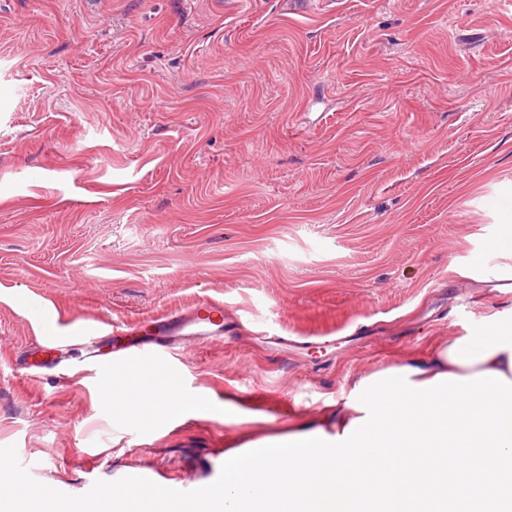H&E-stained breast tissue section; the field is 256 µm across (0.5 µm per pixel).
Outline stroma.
<instances>
[{
  "instance_id": "obj_1",
  "label": "stroma",
  "mask_w": 512,
  "mask_h": 512,
  "mask_svg": "<svg viewBox=\"0 0 512 512\" xmlns=\"http://www.w3.org/2000/svg\"><path fill=\"white\" fill-rule=\"evenodd\" d=\"M505 0H0V447L87 493L210 484L251 432L343 407L512 307ZM154 372L223 414L128 429L61 326L209 299ZM68 374H61V366Z\"/></svg>"
}]
</instances>
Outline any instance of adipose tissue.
<instances>
[{"mask_svg":"<svg viewBox=\"0 0 512 512\" xmlns=\"http://www.w3.org/2000/svg\"><path fill=\"white\" fill-rule=\"evenodd\" d=\"M417 368L410 376L415 384L439 374L467 377L485 371H497L512 380V309L498 313L474 335L436 345L429 360ZM176 394L175 382L157 374L141 375L132 386L116 377L102 391L128 423H175L190 413L209 415L205 403L179 402Z\"/></svg>","mask_w":512,"mask_h":512,"instance_id":"adipose-tissue-1","label":"adipose tissue"}]
</instances>
